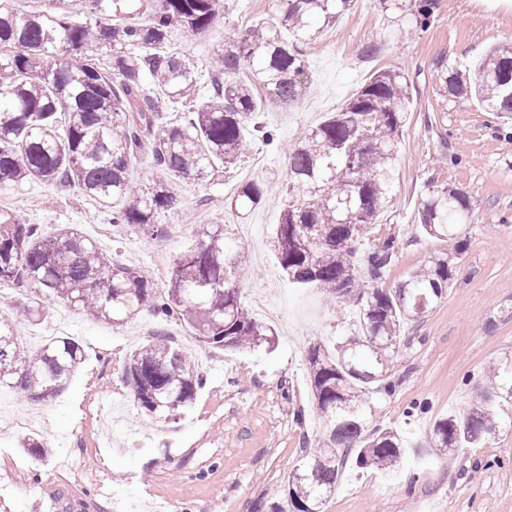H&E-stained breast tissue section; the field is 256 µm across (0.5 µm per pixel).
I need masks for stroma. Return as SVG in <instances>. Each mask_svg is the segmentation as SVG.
Returning a JSON list of instances; mask_svg holds the SVG:
<instances>
[{
    "label": "stroma",
    "mask_w": 512,
    "mask_h": 512,
    "mask_svg": "<svg viewBox=\"0 0 512 512\" xmlns=\"http://www.w3.org/2000/svg\"><path fill=\"white\" fill-rule=\"evenodd\" d=\"M225 11L201 37L176 35L197 60L208 61L225 39L268 17L274 0H224ZM415 0L382 10L378 0H354L338 23L304 44L308 77L287 108L263 112L277 149L251 146L244 161L220 178L181 180L176 206L158 235L116 224L112 212L68 187L26 185L0 191V212L50 233L79 225L99 249L126 265L148 268L165 289L176 258L200 225H254L240 240L248 265L239 277L242 303L261 297L276 312L272 344L225 352L194 341L188 324L161 321L142 310L120 328L27 291L0 295V319L37 352L42 336L79 342L86 360L58 397L38 404L0 391V416L38 414L42 422L0 433V506L33 512L52 500L55 512H144L145 503L171 500L177 512H264L282 496L302 441L321 432L312 412L308 346L345 341L355 327L335 298L290 283L272 244L277 207L286 187L288 151L301 133L338 111L376 72L399 69L411 81L407 120L397 146L394 190L369 230L370 239L395 237L398 251L384 272L393 288L448 250L425 236L418 208L429 187L467 192L471 226L453 278L423 323L406 324L389 372L392 395L374 396L373 422L417 439L448 412L473 401L485 367L512 357V118L458 105L446 96L440 59L472 60L512 40V0H437L423 30L413 21ZM262 182L265 204L247 214L228 198L248 180ZM185 335L203 378L192 407L176 418L142 414L121 379L123 360L157 331ZM418 414H410L413 405ZM306 419L297 422V411ZM499 429L482 447L462 448L449 461L431 449L407 459L375 490L379 473L347 457L325 512H512V403L495 407ZM45 439V461L24 453V437Z\"/></svg>",
    "instance_id": "1"
}]
</instances>
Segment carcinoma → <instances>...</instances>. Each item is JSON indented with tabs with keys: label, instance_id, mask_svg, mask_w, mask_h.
<instances>
[{
	"label": "carcinoma",
	"instance_id": "obj_1",
	"mask_svg": "<svg viewBox=\"0 0 512 512\" xmlns=\"http://www.w3.org/2000/svg\"><path fill=\"white\" fill-rule=\"evenodd\" d=\"M14 2L0 0V187H72L111 208L112 223L152 234L175 205V181L227 171L256 140L278 146L257 113L297 99L307 79L299 44L334 24L352 0H275L270 18L229 38L209 61L215 80L205 100L199 99L196 61L173 47L172 38L208 32L224 12L223 0H139L144 11L138 19L129 17L123 0H112L110 23L97 17L101 0H92L83 16L57 12L66 0H48V10L26 14ZM435 5L419 0L416 26L430 25ZM96 43L112 49L80 56ZM441 67L453 97L512 113V42L472 66L444 61ZM408 95L405 73L381 70L339 111L305 130L289 154L273 231L278 260L291 282L356 309L361 335L308 348L312 407L324 436L321 446L301 456L269 512H324L343 468L342 449L355 450L362 468L385 470L399 464L410 445L393 428L371 426V399L392 394L388 370L404 324L421 320L442 297L467 242L469 200L453 188L428 191L420 225L452 249L398 287L381 285L397 251L395 237L361 246L393 186ZM170 109L185 118L165 121ZM139 155L151 159L146 186L131 177ZM263 199V189L251 181L230 197V206L242 213ZM245 266L224 227L204 224L175 262L167 292L159 294L143 271L112 260L77 227L47 236L0 213V287H31L116 328L148 307L163 321L187 323L213 348L269 345L273 329L241 304L235 273ZM84 359L83 346L69 337L49 340L29 359L0 320V389L53 399ZM122 378L150 417L181 413L202 386L194 361L161 334L126 356ZM499 399L512 400V359L488 371L469 408L435 421L424 447L439 458L482 447L496 431L491 405Z\"/></svg>",
	"mask_w": 512,
	"mask_h": 512
}]
</instances>
